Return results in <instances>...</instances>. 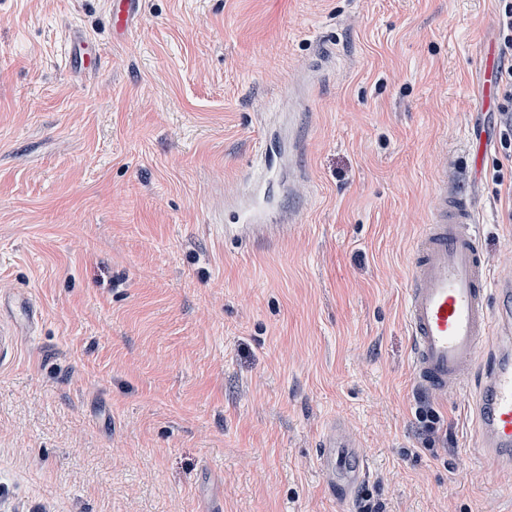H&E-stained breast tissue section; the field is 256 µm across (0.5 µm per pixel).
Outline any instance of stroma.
I'll list each match as a JSON object with an SVG mask.
<instances>
[{
	"mask_svg": "<svg viewBox=\"0 0 512 512\" xmlns=\"http://www.w3.org/2000/svg\"><path fill=\"white\" fill-rule=\"evenodd\" d=\"M106 10L0 0V281L41 310L0 367V512H339L333 420L383 512H512L477 388L423 393L403 314L474 129L482 244L512 276L504 118L480 98L497 0H144L120 42ZM70 25L104 47L93 79L63 66ZM266 150L290 230L227 240ZM317 464L324 483L341 500L349 499L366 475L361 443L338 423L324 431Z\"/></svg>",
	"mask_w": 512,
	"mask_h": 512,
	"instance_id": "1",
	"label": "stroma"
}]
</instances>
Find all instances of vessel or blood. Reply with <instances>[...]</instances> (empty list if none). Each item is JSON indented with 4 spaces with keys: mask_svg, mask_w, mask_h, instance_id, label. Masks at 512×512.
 <instances>
[{
    "mask_svg": "<svg viewBox=\"0 0 512 512\" xmlns=\"http://www.w3.org/2000/svg\"><path fill=\"white\" fill-rule=\"evenodd\" d=\"M142 0H108L113 33H127L140 14ZM99 42L74 27L65 36L69 71L87 75L102 61ZM475 193L460 180L440 178L429 221L415 242L405 299L411 335V367L419 387L435 397L449 388L477 383L484 396L476 414L478 453L495 472L512 475V279L492 283L479 240ZM271 213L242 209L238 221L224 227L228 238L266 231ZM0 366L10 361L22 338L32 336L40 310L32 296L0 290ZM502 342L483 358L486 342ZM317 464L324 483L339 497H351L366 475L361 443L341 424L323 433Z\"/></svg>",
    "mask_w": 512,
    "mask_h": 512,
    "instance_id": "b4317fda",
    "label": "vessel or blood"
}]
</instances>
